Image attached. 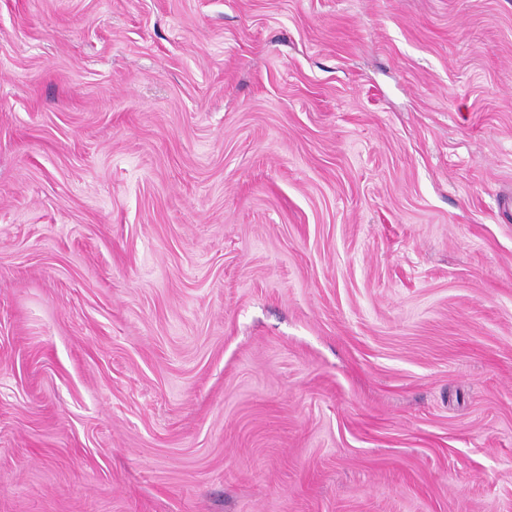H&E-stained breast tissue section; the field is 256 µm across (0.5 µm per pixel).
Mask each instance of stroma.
<instances>
[{"mask_svg":"<svg viewBox=\"0 0 512 512\" xmlns=\"http://www.w3.org/2000/svg\"><path fill=\"white\" fill-rule=\"evenodd\" d=\"M0 512H512V0H0Z\"/></svg>","mask_w":512,"mask_h":512,"instance_id":"obj_1","label":"stroma"}]
</instances>
